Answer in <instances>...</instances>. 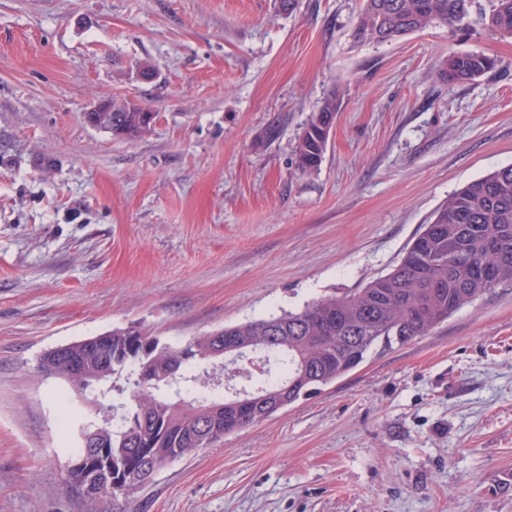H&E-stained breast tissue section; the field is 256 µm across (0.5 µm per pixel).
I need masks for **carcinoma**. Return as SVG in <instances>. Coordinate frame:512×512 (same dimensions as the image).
<instances>
[{
    "label": "carcinoma",
    "mask_w": 512,
    "mask_h": 512,
    "mask_svg": "<svg viewBox=\"0 0 512 512\" xmlns=\"http://www.w3.org/2000/svg\"><path fill=\"white\" fill-rule=\"evenodd\" d=\"M474 0H362L353 30L359 43L392 42L443 24L469 28ZM479 23L512 38V0H491ZM498 65L482 52H453L438 68L453 87ZM341 99L331 93L298 137L296 165L303 173L321 165L327 147L326 121ZM98 127L117 138L137 139L151 131V112L130 102L99 112ZM512 286V165L469 182L435 211L431 223L406 248L395 268L357 293L316 299L303 309L222 329L242 345L260 351L267 376L247 380L248 388L270 394L288 387L287 405L335 383L375 350L405 345L427 335L448 317L500 286ZM102 348L73 342L47 351L40 372L69 384L97 416L112 420L82 428L67 470L70 486L94 512H122L153 463L178 460L261 422L265 402L251 409L224 406L214 417L196 409L223 402L197 392L193 364L210 360L211 335L183 346L162 342L141 328L107 333Z\"/></svg>",
    "instance_id": "obj_1"
}]
</instances>
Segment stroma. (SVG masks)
<instances>
[{"mask_svg": "<svg viewBox=\"0 0 512 512\" xmlns=\"http://www.w3.org/2000/svg\"><path fill=\"white\" fill-rule=\"evenodd\" d=\"M359 7L0 0V512H91L58 421L95 411L43 377L46 351L129 325L179 346L353 294L512 164V39L475 23L360 44ZM469 51L498 67L442 84ZM335 90L300 173L297 137ZM102 99L154 112L151 132L88 125ZM123 510L512 512V286L168 463ZM340 108V97L336 92L331 93L321 102L303 128L296 146V165L302 173L317 170L321 165L329 137L323 127L328 119L336 117Z\"/></svg>", "mask_w": 512, "mask_h": 512, "instance_id": "1", "label": "stroma"}]
</instances>
